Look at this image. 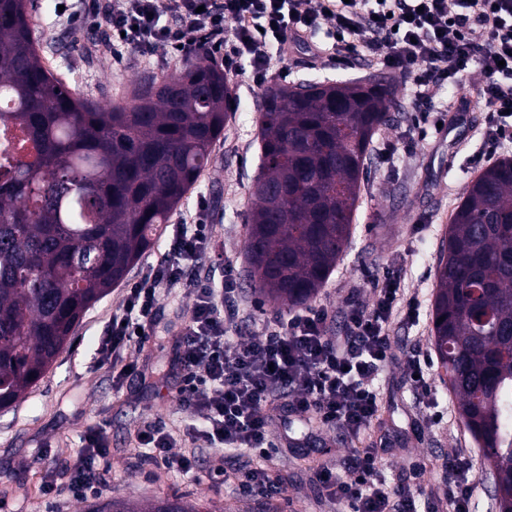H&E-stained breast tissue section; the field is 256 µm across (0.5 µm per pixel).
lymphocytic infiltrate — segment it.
I'll list each match as a JSON object with an SVG mask.
<instances>
[{"mask_svg":"<svg viewBox=\"0 0 512 512\" xmlns=\"http://www.w3.org/2000/svg\"><path fill=\"white\" fill-rule=\"evenodd\" d=\"M59 2L64 10L57 23L105 28L113 59L130 50L148 56L159 47L185 55L200 41L208 47V62L233 77L250 68L258 83L266 81L274 62L290 59L289 42L307 39L330 60L363 57L399 77L425 119L433 110L434 88L459 87L476 70L485 110L482 160L512 143V0H92L84 7ZM209 238L203 220L174 226L167 259L128 286L113 314L105 355L142 342L161 289L182 281ZM194 293L176 350L179 401L202 413L199 441L262 456L275 447L269 408L286 394L296 411L315 414L345 436L360 435L377 411L375 381L392 360L388 326L397 318L418 317L417 302L403 297L399 274L390 269L377 281L371 304L346 300V333L334 339L327 335V311L308 307L269 325L263 335L236 341L238 288L229 269L221 284L196 282ZM107 456L101 433L89 430L69 471L74 496L101 490L100 465ZM379 474L378 454L368 449L353 458L347 476L325 468L315 478L349 512H417L419 488L392 490ZM473 487L470 458L449 455V512H469Z\"/></svg>","mask_w":512,"mask_h":512,"instance_id":"lymphocytic-infiltrate-1","label":"lymphocytic infiltrate"}]
</instances>
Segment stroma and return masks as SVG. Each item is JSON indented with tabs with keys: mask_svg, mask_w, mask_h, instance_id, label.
I'll return each instance as SVG.
<instances>
[{
	"mask_svg": "<svg viewBox=\"0 0 512 512\" xmlns=\"http://www.w3.org/2000/svg\"><path fill=\"white\" fill-rule=\"evenodd\" d=\"M54 8V0H29L33 34L45 64L61 74L77 95L104 105H127L144 74L163 81L183 66L182 60L170 59L162 50L150 57L131 51L123 65H113L111 55L95 45L97 31L58 25ZM303 58L299 50L288 66L274 64L270 85H290L304 78L360 80L379 72L361 59L338 66L323 58L308 66ZM230 84L237 96L236 114L214 146L215 163L170 217L174 224L202 217L211 231L207 254L186 272L184 284L162 289L143 347L129 348L109 361L102 358L99 342L107 336L125 293L124 286L114 288L87 311L37 386L15 408L0 410V512H88L90 500L71 495L68 476L91 426L103 432L110 448L102 497L118 495L144 504L175 495L205 503L210 512H346L343 504L316 485L312 471L326 466L346 475L356 448L377 451L381 475L390 486L420 483V512H445L446 457L462 453L473 464H481L482 452L463 425L457 400L442 383L439 368L431 370L444 413L436 423L414 394L407 367L413 351H431L430 313L442 240L466 185L482 171L475 161L483 145L482 102L474 100L466 117L449 128L445 145L436 147L426 140L413 154L387 159L379 153L382 145L404 139L419 120L409 105L410 91L399 80L394 95L400 115L373 139L354 233L335 272L312 301L329 314V337L339 336L347 295L371 303L368 276L382 274L388 267L401 269V292L417 300L420 317L412 324L393 323L390 329L393 361L376 382L375 419L358 438L347 439L318 424L307 426L306 415L290 414L288 434L301 445L268 458L196 446L191 432L202 427L203 417L180 405L175 361V348L191 317L187 282L219 278L225 267H232L246 316L240 341L260 335L267 324L288 316L278 303L257 300L248 277L246 216L260 165L255 102L262 90L245 75L232 78ZM202 197L208 206L201 212L196 202ZM155 425L171 434L176 452L195 456L193 470L138 466L146 452L139 436ZM256 467L270 470L281 482L279 496L240 492L235 474ZM49 484L54 487L50 493L45 490Z\"/></svg>",
	"mask_w": 512,
	"mask_h": 512,
	"instance_id": "obj_1",
	"label": "stroma"
}]
</instances>
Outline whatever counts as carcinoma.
Instances as JSON below:
<instances>
[{
    "mask_svg": "<svg viewBox=\"0 0 512 512\" xmlns=\"http://www.w3.org/2000/svg\"><path fill=\"white\" fill-rule=\"evenodd\" d=\"M28 0H0V129L31 162L0 176V409L37 385L83 314L159 238L214 164L233 116L224 71L198 55L133 104L75 96L42 61ZM393 84L267 88L247 215L252 285L290 309L313 300L348 247L369 147L392 121ZM431 345L442 380L512 512V159L484 169L454 209L436 267ZM95 512H139L111 499Z\"/></svg>",
    "mask_w": 512,
    "mask_h": 512,
    "instance_id": "carcinoma-1",
    "label": "carcinoma"
}]
</instances>
